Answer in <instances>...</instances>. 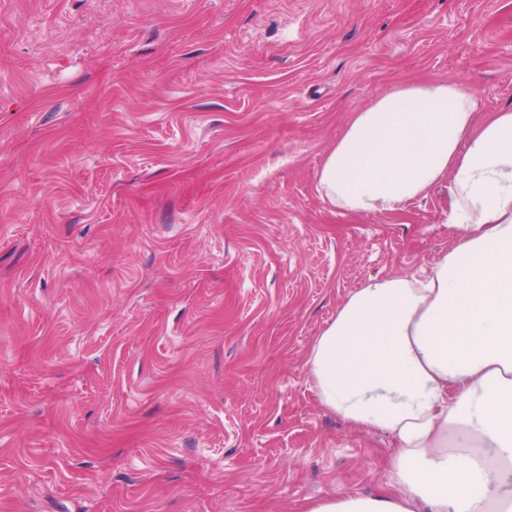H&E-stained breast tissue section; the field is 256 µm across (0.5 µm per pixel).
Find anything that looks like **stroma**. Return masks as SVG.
I'll return each instance as SVG.
<instances>
[{
    "label": "stroma",
    "instance_id": "35a3bbf8",
    "mask_svg": "<svg viewBox=\"0 0 512 512\" xmlns=\"http://www.w3.org/2000/svg\"><path fill=\"white\" fill-rule=\"evenodd\" d=\"M512 108V0H0V512H305L390 479L305 366L448 187L350 216L316 176L399 81Z\"/></svg>",
    "mask_w": 512,
    "mask_h": 512
}]
</instances>
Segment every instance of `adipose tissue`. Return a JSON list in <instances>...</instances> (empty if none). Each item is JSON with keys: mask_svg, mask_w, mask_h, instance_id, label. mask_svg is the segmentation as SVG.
<instances>
[{"mask_svg": "<svg viewBox=\"0 0 512 512\" xmlns=\"http://www.w3.org/2000/svg\"><path fill=\"white\" fill-rule=\"evenodd\" d=\"M479 110L451 80L395 84L317 174L321 197L352 215L447 184L456 236L423 277L356 289L314 338L320 406L398 448L379 492L307 512H512V109Z\"/></svg>", "mask_w": 512, "mask_h": 512, "instance_id": "ef3b65f1", "label": "adipose tissue"}]
</instances>
